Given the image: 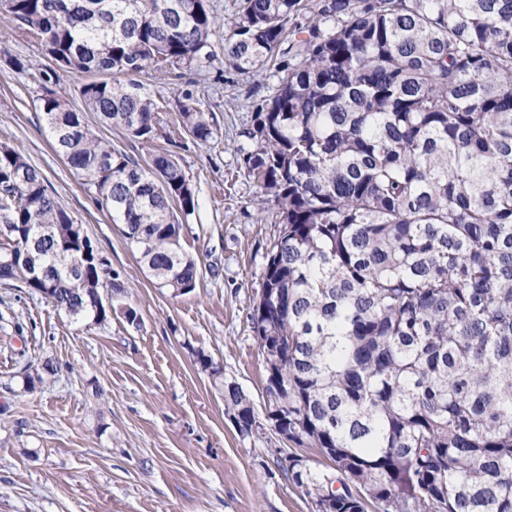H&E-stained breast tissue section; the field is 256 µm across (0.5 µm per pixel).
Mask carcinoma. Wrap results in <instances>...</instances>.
I'll use <instances>...</instances> for the list:
<instances>
[{"instance_id": "carcinoma-1", "label": "carcinoma", "mask_w": 512, "mask_h": 512, "mask_svg": "<svg viewBox=\"0 0 512 512\" xmlns=\"http://www.w3.org/2000/svg\"><path fill=\"white\" fill-rule=\"evenodd\" d=\"M0 0L61 72L91 74L82 108L53 90L39 111L56 151L172 296L196 288L178 215L198 206L175 155L112 148L86 120L142 141L164 111L144 84L185 81L180 122L219 137L189 73L224 61L250 86L244 153L277 231L250 329L272 431L316 458L280 467L330 512H512V0ZM0 250L9 282L88 325L120 296L108 259L25 155L0 146ZM224 389L241 433L264 428ZM306 462L301 468L300 462Z\"/></svg>"}]
</instances>
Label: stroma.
<instances>
[{
    "instance_id": "1",
    "label": "stroma",
    "mask_w": 512,
    "mask_h": 512,
    "mask_svg": "<svg viewBox=\"0 0 512 512\" xmlns=\"http://www.w3.org/2000/svg\"><path fill=\"white\" fill-rule=\"evenodd\" d=\"M196 88L222 137L197 144L171 107L182 88L147 80L165 98L162 128L146 142L109 126L114 149L147 158L176 153L199 206L186 217L183 246L199 260L195 290L171 297L157 286L83 181L54 150L36 108L45 89L81 107L83 74H55L40 44L0 12V146L19 149L46 178L75 223L100 247L138 319L114 312L86 325L38 296L0 284V512H313L309 496L279 468L292 448L273 432L242 435L224 394L195 360L211 355L226 381L264 410V369L249 325L266 249L276 230L273 206L251 204L243 163L250 144L248 78L230 77L223 34ZM21 58L14 69L8 57ZM53 361L35 389L26 367Z\"/></svg>"
}]
</instances>
